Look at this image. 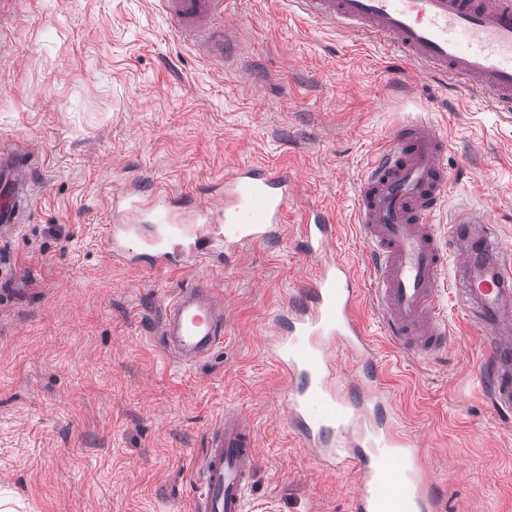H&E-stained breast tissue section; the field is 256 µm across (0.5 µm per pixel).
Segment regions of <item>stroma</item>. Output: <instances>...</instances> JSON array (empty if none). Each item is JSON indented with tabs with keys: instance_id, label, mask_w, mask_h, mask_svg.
<instances>
[{
	"instance_id": "1",
	"label": "stroma",
	"mask_w": 512,
	"mask_h": 512,
	"mask_svg": "<svg viewBox=\"0 0 512 512\" xmlns=\"http://www.w3.org/2000/svg\"><path fill=\"white\" fill-rule=\"evenodd\" d=\"M230 56L172 32L158 0H0V148L43 166L37 204L0 238V497L11 512H193L192 487L225 407L252 423L249 499L275 512H350L354 466L324 469L302 445L288 380L266 353L305 300L316 262L306 213L328 211L336 247L368 286L351 216L360 175L414 117L449 134L439 219L487 212L512 252V115L421 75L382 47L289 11L231 0ZM287 169L297 196L277 238L177 268L113 262L112 197L217 201L226 166ZM224 291V342L177 363L158 341L171 289ZM448 348L431 359L373 342L393 427L417 442L444 512H512V412L490 398V350L451 276L437 298Z\"/></svg>"
}]
</instances>
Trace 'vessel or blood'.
Returning a JSON list of instances; mask_svg holds the SVG:
<instances>
[{"label":"vessel or blood","instance_id":"obj_1","mask_svg":"<svg viewBox=\"0 0 512 512\" xmlns=\"http://www.w3.org/2000/svg\"><path fill=\"white\" fill-rule=\"evenodd\" d=\"M171 28L207 52L224 54L213 21L226 0H160ZM300 17L350 37L389 42L417 71L460 81L486 95L496 111L512 112V0H287ZM448 138L423 118L405 122L380 150L358 185L355 223L374 259L369 301L386 335L418 356L448 347V323L434 305L439 279L454 272L466 312L486 330L494 353L491 401L512 410V254L485 215L458 213L440 235L435 218L449 193L442 157ZM36 181L26 156L0 154V230L29 215ZM295 185L270 165L235 169L224 179V206L196 209L199 224L223 225L238 242L268 239L284 222ZM114 214L153 224L141 254L127 240L136 224L110 225L106 249L118 262L144 258L166 268L171 243L187 227L179 204L149 205L127 194L112 199ZM336 229L320 210L304 226V245L318 262L305 302L289 310L268 345L289 378L288 414L324 468L355 464L360 483L352 512H440L420 465L419 448L372 417L385 396L378 370L357 399L336 388L333 344L372 363L373 345L356 318L360 291L348 261L335 251ZM160 340L186 365L208 357L224 340V297L210 283L174 291L164 305ZM256 458L253 431L232 407L212 429L194 480V512H249L247 490Z\"/></svg>","mask_w":512,"mask_h":512}]
</instances>
